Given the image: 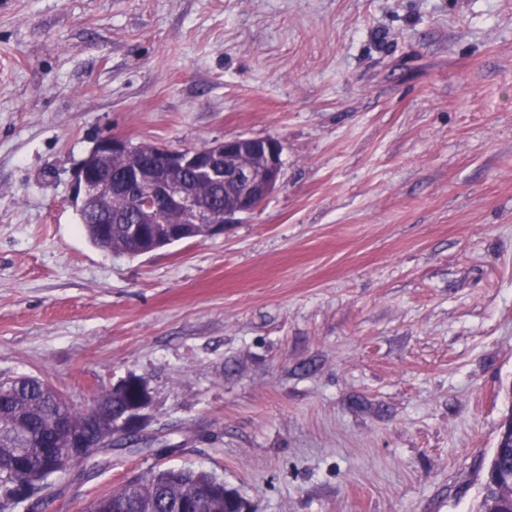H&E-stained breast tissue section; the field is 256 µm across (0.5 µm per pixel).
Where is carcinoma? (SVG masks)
I'll use <instances>...</instances> for the list:
<instances>
[{
	"instance_id": "obj_1",
	"label": "carcinoma",
	"mask_w": 512,
	"mask_h": 512,
	"mask_svg": "<svg viewBox=\"0 0 512 512\" xmlns=\"http://www.w3.org/2000/svg\"><path fill=\"white\" fill-rule=\"evenodd\" d=\"M200 188L215 208L224 206V185L209 180L200 182ZM88 240L96 246H110L112 250L129 256L138 255L133 246L136 235H152V226L136 224L112 225V232L103 237L101 219L77 212ZM101 400L110 405L102 418L90 419L74 404L62 401L51 385L39 377L9 390L0 387V433L16 426L24 430L20 445L8 438H0V463L13 467L8 475L0 472V487L9 482L24 480L37 471L51 468L52 461L46 449L57 447L60 435L48 423L56 413H63L74 424L84 427L89 438L106 433L115 424L119 410L125 402L117 392H107ZM486 470L495 474L493 481L481 486L474 512H509L512 507V487L506 477L512 475V447L493 448ZM208 479L203 471L192 468H167L161 473L151 469L140 475L133 484L124 483L105 493L94 504V512H231L234 504L226 499L228 490L217 484L204 495L193 498L199 485Z\"/></svg>"
}]
</instances>
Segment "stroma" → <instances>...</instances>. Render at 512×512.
Here are the masks:
<instances>
[{
    "instance_id": "obj_1",
    "label": "stroma",
    "mask_w": 512,
    "mask_h": 512,
    "mask_svg": "<svg viewBox=\"0 0 512 512\" xmlns=\"http://www.w3.org/2000/svg\"><path fill=\"white\" fill-rule=\"evenodd\" d=\"M119 133L272 137L221 234L92 245L73 171ZM151 393L52 476L85 512L191 467L252 512H471L512 404V0H0V377Z\"/></svg>"
}]
</instances>
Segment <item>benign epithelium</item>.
I'll list each match as a JSON object with an SVG mask.
<instances>
[{
	"label": "benign epithelium",
	"instance_id": "7a95c632",
	"mask_svg": "<svg viewBox=\"0 0 512 512\" xmlns=\"http://www.w3.org/2000/svg\"><path fill=\"white\" fill-rule=\"evenodd\" d=\"M137 150L138 147L122 135L102 139L94 146L95 156L107 162L126 160ZM282 150L281 142L273 138L237 136L213 142L205 153L193 148L172 150L157 145L150 160L127 164L123 171L115 174L101 165L84 161L75 169L69 202L103 214L108 197L127 192L133 195L134 208L142 222H149L155 212L162 210L172 217L173 223L191 226L193 232L183 239H194L196 230L209 235L222 231L235 216L256 210L268 199L283 181ZM184 171H193L206 180L224 182V208L215 210L206 206L196 184L175 178ZM140 388L143 393L140 405L111 434L107 447L135 435L144 424L150 394L145 384H140ZM59 426L66 437L60 447L49 450L56 473L73 468L93 451L79 433L72 431L69 423L62 421ZM51 489L49 481L17 483L10 492L0 496V512H15V505L32 504L50 495Z\"/></svg>",
	"mask_w": 512,
	"mask_h": 512
}]
</instances>
